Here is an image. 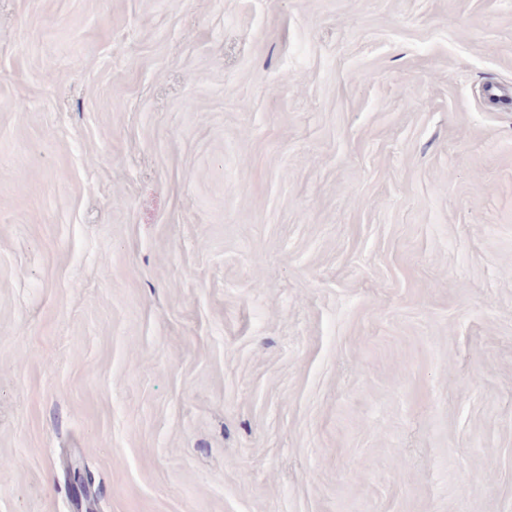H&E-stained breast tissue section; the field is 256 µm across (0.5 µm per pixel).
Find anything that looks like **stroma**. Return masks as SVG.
<instances>
[{
	"label": "stroma",
	"instance_id": "35a3bbf8",
	"mask_svg": "<svg viewBox=\"0 0 512 512\" xmlns=\"http://www.w3.org/2000/svg\"><path fill=\"white\" fill-rule=\"evenodd\" d=\"M0 512H512V0H0Z\"/></svg>",
	"mask_w": 512,
	"mask_h": 512
}]
</instances>
